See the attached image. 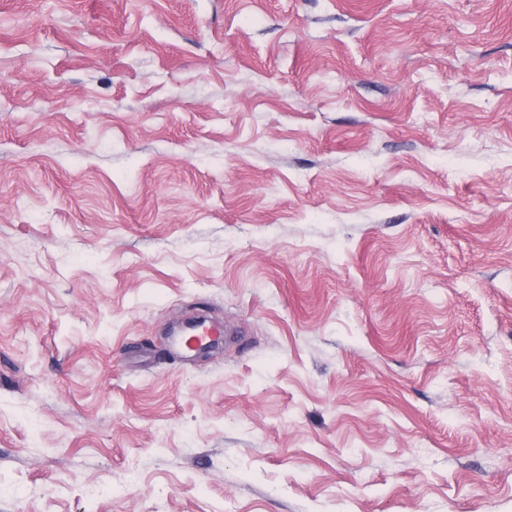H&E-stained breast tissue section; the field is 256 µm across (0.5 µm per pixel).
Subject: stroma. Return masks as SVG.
I'll return each mask as SVG.
<instances>
[{
    "instance_id": "1",
    "label": "stroma",
    "mask_w": 512,
    "mask_h": 512,
    "mask_svg": "<svg viewBox=\"0 0 512 512\" xmlns=\"http://www.w3.org/2000/svg\"><path fill=\"white\" fill-rule=\"evenodd\" d=\"M0 512H512V0H0Z\"/></svg>"
}]
</instances>
